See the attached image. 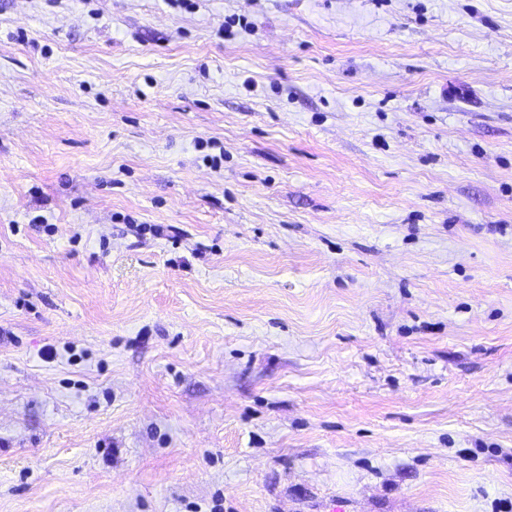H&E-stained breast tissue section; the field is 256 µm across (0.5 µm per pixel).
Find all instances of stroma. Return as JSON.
I'll list each match as a JSON object with an SVG mask.
<instances>
[{"label":"stroma","mask_w":512,"mask_h":512,"mask_svg":"<svg viewBox=\"0 0 512 512\" xmlns=\"http://www.w3.org/2000/svg\"><path fill=\"white\" fill-rule=\"evenodd\" d=\"M334 498L512 512V0H0V512Z\"/></svg>","instance_id":"1"}]
</instances>
